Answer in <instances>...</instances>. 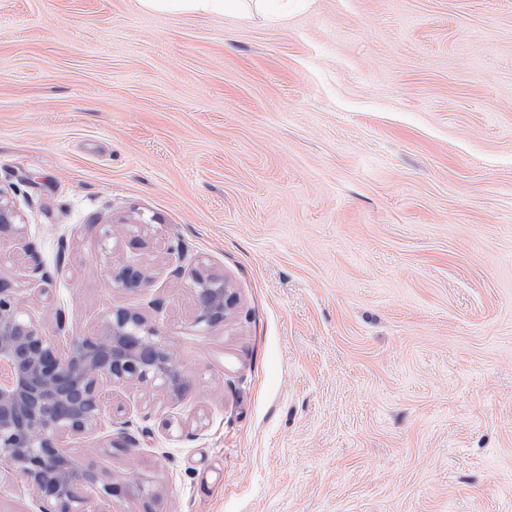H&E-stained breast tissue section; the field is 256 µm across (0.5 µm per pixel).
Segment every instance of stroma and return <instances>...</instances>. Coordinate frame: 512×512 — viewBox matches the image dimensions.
<instances>
[{
	"label": "stroma",
	"instance_id": "1",
	"mask_svg": "<svg viewBox=\"0 0 512 512\" xmlns=\"http://www.w3.org/2000/svg\"><path fill=\"white\" fill-rule=\"evenodd\" d=\"M0 187L31 316L138 310L195 382L120 394L135 449L70 441L160 492L112 512H512V0H0ZM170 245L236 292L222 326ZM127 262L150 287L109 286ZM0 512H38L4 461ZM152 11L170 13H200L204 15H233L240 12L244 0H141ZM16 210L13 202L0 188V243L2 239H14L19 241L24 233V225L17 224Z\"/></svg>",
	"mask_w": 512,
	"mask_h": 512
}]
</instances>
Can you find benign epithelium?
<instances>
[{
  "mask_svg": "<svg viewBox=\"0 0 512 512\" xmlns=\"http://www.w3.org/2000/svg\"><path fill=\"white\" fill-rule=\"evenodd\" d=\"M131 242L151 248L148 225H131ZM24 225L16 223L13 202L0 189V240H20ZM99 257L112 259V225H98ZM195 299L194 325L206 332L224 323L237 305L224 276L204 260L179 265ZM111 287L135 292L152 283L142 266L108 269ZM49 279L33 263L28 287L49 296ZM194 387L186 366L168 344L163 329L141 312L113 307L102 313L94 330L79 332L61 347L31 317L13 287L0 281V455L28 483L39 512H112V500L128 494L158 497L149 480L134 475L127 481L104 482L97 488L98 506L91 509L88 487L93 471L78 466L68 451L72 440L93 434L104 422L115 427L108 443L125 442L131 420L114 421L122 406L114 404L120 389H144L178 401Z\"/></svg>",
  "mask_w": 512,
  "mask_h": 512,
  "instance_id": "1",
  "label": "benign epithelium"
}]
</instances>
